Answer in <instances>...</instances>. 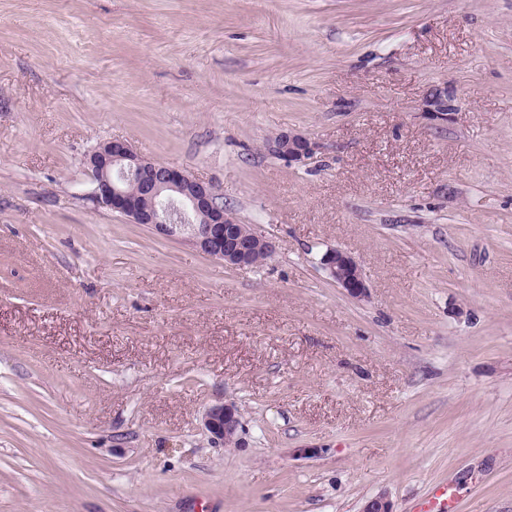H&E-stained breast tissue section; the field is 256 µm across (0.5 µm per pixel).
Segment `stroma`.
Segmentation results:
<instances>
[{
    "label": "stroma",
    "mask_w": 512,
    "mask_h": 512,
    "mask_svg": "<svg viewBox=\"0 0 512 512\" xmlns=\"http://www.w3.org/2000/svg\"><path fill=\"white\" fill-rule=\"evenodd\" d=\"M285 129L308 164L268 152ZM109 139L274 256L99 207ZM224 401L231 448L202 426ZM442 486L512 512V0H0V512H416ZM448 89L444 86L432 88L422 100V113L431 121L439 124L448 122V115L453 110ZM267 149L288 165L300 166L307 164L315 157L319 145L309 136L287 129L271 140ZM321 265L350 297L361 300L368 295L369 286L362 270L347 252L328 249L321 258Z\"/></svg>",
    "instance_id": "35a3bbf8"
}]
</instances>
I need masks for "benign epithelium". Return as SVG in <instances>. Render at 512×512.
<instances>
[{
  "label": "benign epithelium",
  "mask_w": 512,
  "mask_h": 512,
  "mask_svg": "<svg viewBox=\"0 0 512 512\" xmlns=\"http://www.w3.org/2000/svg\"><path fill=\"white\" fill-rule=\"evenodd\" d=\"M452 111L448 87L432 88L422 100V113L439 124L448 122ZM268 151L290 166L312 160L319 145L309 136L283 130L267 145ZM91 173L90 198L98 205L118 211L136 224H146L161 237L187 238L203 253L235 268L263 265L276 251L273 239L258 233L265 257L256 255L252 242L238 233L234 217L224 210L216 187L192 175L138 155L122 140L99 143L87 156ZM321 265L350 297L363 299L369 286L355 259L339 249L327 250ZM204 427L222 444H238L241 419L237 406L220 403L209 407Z\"/></svg>",
  "instance_id": "1"
}]
</instances>
